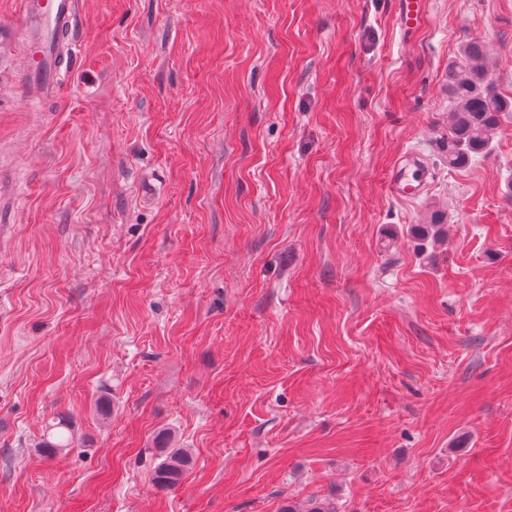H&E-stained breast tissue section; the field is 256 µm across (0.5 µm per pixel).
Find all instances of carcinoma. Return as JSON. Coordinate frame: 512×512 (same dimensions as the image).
<instances>
[{
  "instance_id": "obj_1",
  "label": "carcinoma",
  "mask_w": 512,
  "mask_h": 512,
  "mask_svg": "<svg viewBox=\"0 0 512 512\" xmlns=\"http://www.w3.org/2000/svg\"><path fill=\"white\" fill-rule=\"evenodd\" d=\"M463 57L466 64L448 68V96L454 104L453 111L448 113V166L451 168L463 167L478 156L488 155L501 119L512 113V98L499 94L489 79L483 45L478 41L466 42ZM411 232L420 241L436 243L448 237V225L434 214L429 223L417 224ZM158 440L163 453L154 469L153 481L160 488H173L181 482L190 454L182 448L169 447L165 433L158 435ZM71 443L69 421L59 414L48 425L38 447L53 455ZM280 512H336V507L329 501H314L310 507L301 508L289 500Z\"/></svg>"
}]
</instances>
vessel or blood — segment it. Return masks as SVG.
<instances>
[{
	"label": "vessel or blood",
	"mask_w": 512,
	"mask_h": 512,
	"mask_svg": "<svg viewBox=\"0 0 512 512\" xmlns=\"http://www.w3.org/2000/svg\"><path fill=\"white\" fill-rule=\"evenodd\" d=\"M428 0H399L402 32L418 30L426 18ZM79 0H20L16 38L23 44L18 87L26 102L55 103L70 65L62 53L66 39L78 30ZM428 180V171L414 160L398 169L391 182L397 197L412 198Z\"/></svg>",
	"instance_id": "vessel-or-blood-1"
}]
</instances>
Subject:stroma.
I'll return each mask as SVG.
<instances>
[{
    "mask_svg": "<svg viewBox=\"0 0 512 512\" xmlns=\"http://www.w3.org/2000/svg\"><path fill=\"white\" fill-rule=\"evenodd\" d=\"M396 8L81 0L38 106L0 0V512H512V117L446 150L465 41L512 97V0H429L409 37ZM427 180V169L416 160L407 161L399 167L396 177L392 180L391 193L397 197H416L425 187ZM429 224H416L411 228L415 237L423 242L436 243L448 237V225L434 214L430 217ZM43 434V438L37 448H42L44 453L54 455L60 448H70L72 443V434L69 428V421L63 414H58L54 418ZM159 448H163L161 462L153 472L154 483L163 489L178 485L190 463V454L183 448H169V437L166 433L158 435Z\"/></svg>",
    "mask_w": 512,
    "mask_h": 512,
    "instance_id": "obj_1",
    "label": "stroma"
}]
</instances>
